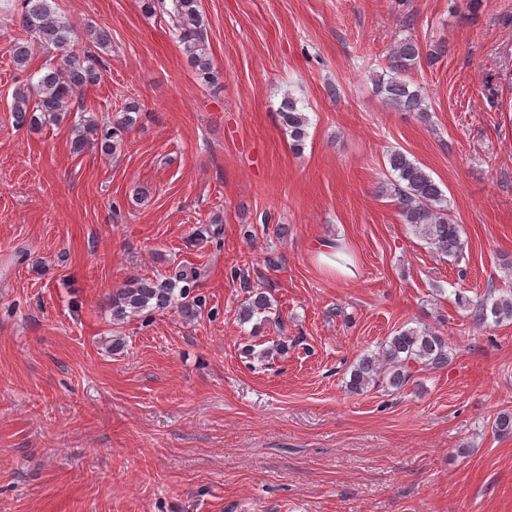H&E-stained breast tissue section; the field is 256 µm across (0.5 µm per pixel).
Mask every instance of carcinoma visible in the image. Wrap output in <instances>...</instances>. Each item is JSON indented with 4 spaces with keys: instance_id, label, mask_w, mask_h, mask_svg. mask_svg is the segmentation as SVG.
<instances>
[{
    "instance_id": "cac0c4a2",
    "label": "carcinoma",
    "mask_w": 512,
    "mask_h": 512,
    "mask_svg": "<svg viewBox=\"0 0 512 512\" xmlns=\"http://www.w3.org/2000/svg\"><path fill=\"white\" fill-rule=\"evenodd\" d=\"M144 13L157 12L169 17L184 54L196 74L206 83L217 78L207 41L200 0H141ZM5 10L19 18L23 38L10 43L9 51L15 66L24 70L30 59L31 39L45 46L65 52L61 61L48 65L37 81L14 89L11 114L19 125L37 127L46 121L56 124L69 118L77 95L84 88L99 83L102 69L97 60L83 59L68 51L78 39L74 28L56 11L55 0H6ZM421 65V47L412 39L398 42L390 55V72L375 79V87L393 107L414 112L424 122L429 120V108L422 94L410 88L404 74ZM141 107L131 100L117 113L108 125H98L92 118L80 116L73 125L75 153L88 146H98L108 153L117 150L125 135L135 126ZM279 115L292 141L293 149L303 150L308 137L309 119L290 96L283 97ZM393 180L381 186V193L396 200L402 223L408 224L421 236L432 250L448 256L460 257L464 243L460 225L456 224L448 208V199L440 185L420 162L405 152L392 150L386 155ZM232 277L248 293L240 318L248 322L255 315L270 309L271 301L266 292L252 286L244 270H233ZM199 275L195 268L183 266L173 276L163 278L134 277L108 295V306L115 320L128 316H149L156 312L176 310L187 318L193 317L202 306L203 296L197 293ZM457 304L466 317L476 326L499 324L512 320V294L497 297L487 295L472 300L464 295L457 297ZM450 359L448 341L430 328H404L387 338L378 352L363 356L353 367L348 386L359 392L371 384H386L399 389L409 380V364L422 367L443 368Z\"/></svg>"
}]
</instances>
